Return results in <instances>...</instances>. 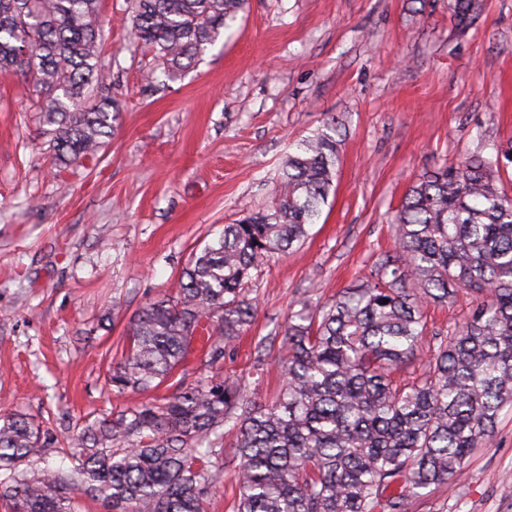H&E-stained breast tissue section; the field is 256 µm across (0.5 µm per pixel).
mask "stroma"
Returning <instances> with one entry per match:
<instances>
[{"instance_id":"obj_1","label":"stroma","mask_w":512,"mask_h":512,"mask_svg":"<svg viewBox=\"0 0 512 512\" xmlns=\"http://www.w3.org/2000/svg\"><path fill=\"white\" fill-rule=\"evenodd\" d=\"M455 3L246 0L193 68L151 85L125 0H101L103 82L125 109L68 169L50 165L31 86L0 75V418L46 423L47 460L66 466L86 421L144 401L106 381L130 319L225 225L267 208L291 144L332 120L340 166L320 220L249 283L257 315L221 364L190 356L158 389L212 371L274 399L290 307L331 300L393 249L389 219L424 171L512 136V0L462 20ZM410 512H512V412L462 481Z\"/></svg>"}]
</instances>
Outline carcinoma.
I'll return each mask as SVG.
<instances>
[{"instance_id": "obj_1", "label": "carcinoma", "mask_w": 512, "mask_h": 512, "mask_svg": "<svg viewBox=\"0 0 512 512\" xmlns=\"http://www.w3.org/2000/svg\"><path fill=\"white\" fill-rule=\"evenodd\" d=\"M152 54L150 83L194 65L231 28L245 0H126ZM99 0H0V73L40 99L54 166L94 157L119 125L103 88ZM336 129L300 140L265 211L224 225L192 254L176 292L130 321L128 354L112 364L118 394L162 385L201 343L213 367L251 324L245 288L275 254L303 241L339 165ZM512 138L422 174L390 218L394 249L313 311L288 315L275 400L207 376L159 400L86 423L71 466L41 467L53 439L20 415L0 421V498L12 512H76V495L112 512H208L211 460L235 464L234 512H410L424 491L466 474L475 448L512 409ZM464 290L477 301L421 376L393 371L421 354L426 305ZM388 303H382V300ZM236 430L224 448V426Z\"/></svg>"}]
</instances>
